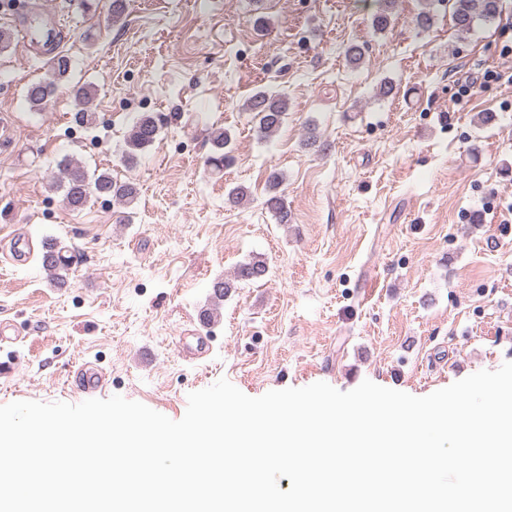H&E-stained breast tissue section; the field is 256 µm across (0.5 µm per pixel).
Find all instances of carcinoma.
Wrapping results in <instances>:
<instances>
[{"label": "carcinoma", "mask_w": 512, "mask_h": 512, "mask_svg": "<svg viewBox=\"0 0 512 512\" xmlns=\"http://www.w3.org/2000/svg\"><path fill=\"white\" fill-rule=\"evenodd\" d=\"M498 0H453L452 20L457 31H469L474 18L481 17L486 21L496 18ZM70 69L69 59L58 55L50 61L49 77L28 86L26 100L34 111L42 110L43 106L55 94L59 83L66 78ZM72 94L80 112H86L84 105L96 95L95 87L91 85H75ZM246 111L254 114L256 121L255 132L261 139H270L280 130L284 116L288 112V99L272 95L266 91H258L245 103ZM158 134V126L154 117L141 116L133 125L127 140L124 163L131 165L136 162L138 155L153 145ZM230 141L228 132L222 128L210 131L209 142L211 153L206 160L210 172L219 174L229 162L226 147ZM284 181L280 172L273 171L267 178V205L278 216L280 223H288V207L280 191ZM60 187L65 191L67 204L79 209L84 207L94 195L108 196L119 204L127 207L137 199V188L131 182L118 181L107 171L89 173L84 166L77 162H65L60 169ZM71 259L61 256L58 263L50 269L51 280L58 286L66 283ZM267 273L266 263L260 259L241 264L236 272V279L241 281L258 280Z\"/></svg>", "instance_id": "cac0c4a2"}]
</instances>
